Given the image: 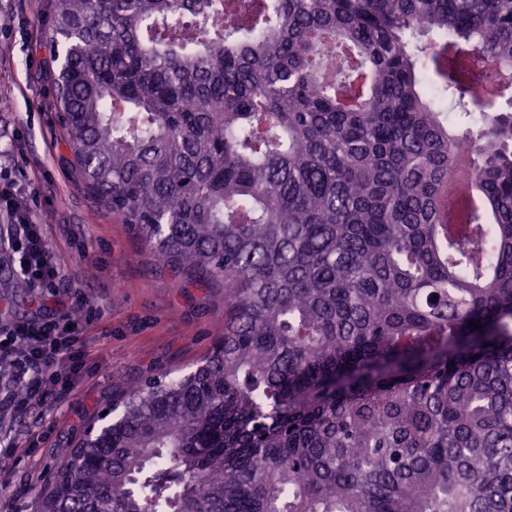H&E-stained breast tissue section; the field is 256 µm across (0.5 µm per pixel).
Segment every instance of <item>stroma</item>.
<instances>
[{"mask_svg":"<svg viewBox=\"0 0 512 512\" xmlns=\"http://www.w3.org/2000/svg\"><path fill=\"white\" fill-rule=\"evenodd\" d=\"M50 27L49 0H0V188L27 196L64 288L83 301L79 357L66 394L0 416L15 443L0 450V512H39L88 421L134 382L192 370L224 335L223 283H186L83 189L44 77ZM63 314L0 245V327Z\"/></svg>","mask_w":512,"mask_h":512,"instance_id":"35a3bbf8","label":"stroma"}]
</instances>
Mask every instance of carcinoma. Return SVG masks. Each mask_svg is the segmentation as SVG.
Masks as SVG:
<instances>
[{"instance_id":"obj_1","label":"carcinoma","mask_w":512,"mask_h":512,"mask_svg":"<svg viewBox=\"0 0 512 512\" xmlns=\"http://www.w3.org/2000/svg\"><path fill=\"white\" fill-rule=\"evenodd\" d=\"M52 2L83 187L225 324L41 512H512V0Z\"/></svg>"}]
</instances>
